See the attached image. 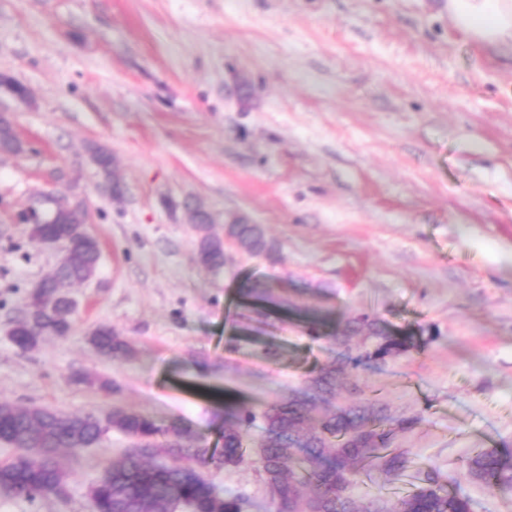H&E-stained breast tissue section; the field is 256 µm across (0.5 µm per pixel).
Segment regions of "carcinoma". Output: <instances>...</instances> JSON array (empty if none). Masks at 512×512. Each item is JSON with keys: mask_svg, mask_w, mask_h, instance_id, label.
<instances>
[{"mask_svg": "<svg viewBox=\"0 0 512 512\" xmlns=\"http://www.w3.org/2000/svg\"><path fill=\"white\" fill-rule=\"evenodd\" d=\"M0 149H20L11 122L0 119ZM198 235V258L209 267L224 264V240L210 232L207 219L194 225ZM225 235L251 254L277 255L258 224H229ZM36 241L69 238L67 252L56 276L47 277L44 291L27 295L29 317L17 322L11 333L22 351L35 349L45 336L66 338L71 319L64 318L70 304L56 298L57 281L80 283L91 277L100 258L97 239L74 218L68 224H34ZM271 285L254 281L243 289L245 296L271 301ZM359 337L369 347L368 355L384 360L414 348L379 320L362 314L349 321L341 333L348 343ZM90 343L102 355H128L131 348L109 324L97 326ZM360 359L349 355L321 367L308 378L305 388L283 402L270 404L263 412L265 438L255 450L264 481L286 512H380L361 505L351 489L361 472L376 468L396 475L406 467L405 454L390 447L393 431L388 407L380 401L353 402L335 406L338 379L347 365ZM256 415L224 406V448L218 462L237 464L244 456V435ZM115 428L134 441L136 449L112 460L109 478L94 480L89 488L93 512H170L177 504L190 512H243V500L227 497L218 485L197 470L177 463L190 451L191 435L175 426L163 427L154 420L120 406L101 420L91 414L62 411L52 405L20 408L0 402V443L18 449L0 463V497L35 500L66 491L62 453H74L101 443ZM469 476L493 490H512V453L497 448H477L467 459ZM392 512H471L470 500L446 490L434 475L426 484L397 501Z\"/></svg>", "mask_w": 512, "mask_h": 512, "instance_id": "obj_1", "label": "carcinoma"}]
</instances>
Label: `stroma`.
I'll use <instances>...</instances> for the list:
<instances>
[{"instance_id":"1","label":"stroma","mask_w":512,"mask_h":512,"mask_svg":"<svg viewBox=\"0 0 512 512\" xmlns=\"http://www.w3.org/2000/svg\"><path fill=\"white\" fill-rule=\"evenodd\" d=\"M0 73L29 91H0L23 144L0 158V401L186 426L209 454L182 465L245 512H276L252 454L262 421L243 462L216 460L225 404L259 416L358 355L336 402L386 403L409 463L362 474L354 496L388 510L433 473L471 512H512V491L466 475L473 449L512 452V50L466 38L444 0H0ZM48 193L83 205L101 257L67 289L70 336L23 352L10 332L61 254L21 214ZM187 200L219 237L248 214L279 262L200 264ZM251 280L322 315L317 333L278 307L251 319ZM363 312L413 350L378 360L338 341ZM102 323L131 357L93 348ZM131 445L108 432L64 455L65 496L0 498V512H91L90 484Z\"/></svg>"}]
</instances>
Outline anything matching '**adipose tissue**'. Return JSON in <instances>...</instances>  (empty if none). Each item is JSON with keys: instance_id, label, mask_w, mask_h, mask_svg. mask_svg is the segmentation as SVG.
<instances>
[{"instance_id": "obj_1", "label": "adipose tissue", "mask_w": 512, "mask_h": 512, "mask_svg": "<svg viewBox=\"0 0 512 512\" xmlns=\"http://www.w3.org/2000/svg\"><path fill=\"white\" fill-rule=\"evenodd\" d=\"M448 15L461 34L512 49V0H448Z\"/></svg>"}]
</instances>
